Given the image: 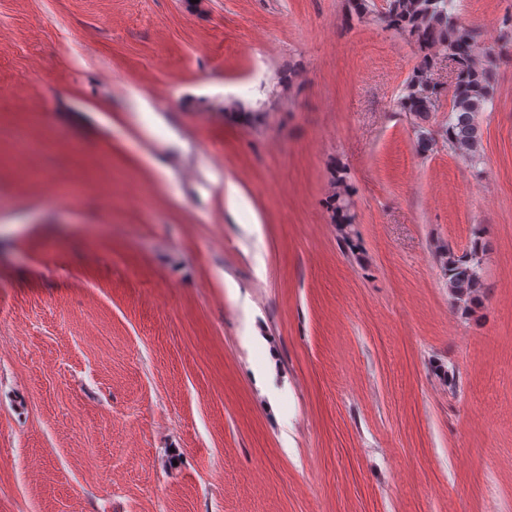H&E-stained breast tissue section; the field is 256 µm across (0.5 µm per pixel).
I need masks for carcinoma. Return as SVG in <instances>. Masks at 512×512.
Here are the masks:
<instances>
[{
    "mask_svg": "<svg viewBox=\"0 0 512 512\" xmlns=\"http://www.w3.org/2000/svg\"><path fill=\"white\" fill-rule=\"evenodd\" d=\"M386 28L392 29L415 44L420 52L419 64L407 82L398 106L422 122L434 111L435 87L431 71L436 55L442 51L458 68L457 82L448 107V123L442 142L472 166L482 163V133L477 117L494 102L495 74L498 53L479 46V32L452 15V0H387V8L378 16ZM348 191L343 180L333 181L330 198L332 219L342 231L347 246L353 245V216L349 214ZM487 244L475 242L472 250L462 256L448 252L443 268L448 288L454 299L468 306L482 302L486 284L481 260Z\"/></svg>",
    "mask_w": 512,
    "mask_h": 512,
    "instance_id": "1",
    "label": "carcinoma"
}]
</instances>
